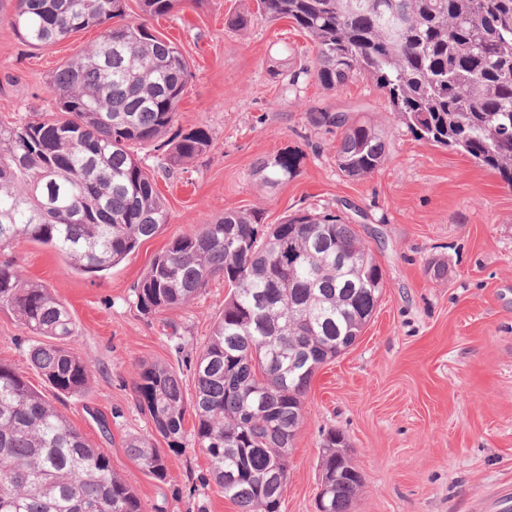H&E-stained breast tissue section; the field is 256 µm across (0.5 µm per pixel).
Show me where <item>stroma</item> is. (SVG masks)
I'll use <instances>...</instances> for the list:
<instances>
[{
  "instance_id": "35a3bbf8",
  "label": "stroma",
  "mask_w": 512,
  "mask_h": 512,
  "mask_svg": "<svg viewBox=\"0 0 512 512\" xmlns=\"http://www.w3.org/2000/svg\"><path fill=\"white\" fill-rule=\"evenodd\" d=\"M255 7V0H183L151 22L191 67L176 128L201 126L213 138L209 151L181 167L164 151L139 150L167 206L158 235L94 276L40 244L0 250L68 305L77 328L69 345L91 369L85 394L55 397L29 359L40 336L6 309L0 362L110 456L148 512H238L194 442V416L185 419L181 448L168 453L165 481L144 474L127 450L129 439L150 431L133 399L139 362L173 365L194 396L192 365L228 290L217 278L185 307L147 317L132 287L172 240L228 209L261 210L267 224L300 209L348 216L386 287L355 345L313 378L281 512H317V464L331 429L345 435L364 480L350 512H499L512 494V187L469 157L417 138L371 79L323 89L305 73L315 55L311 39L288 20L227 27L229 17ZM10 18V9L0 10L4 123L54 113L52 73L102 35L93 27L36 50ZM294 71L300 77L291 87L284 76ZM315 106L362 113L385 134L388 158L377 172L362 180L339 172V133L309 125ZM282 152L298 156L294 175L260 185L257 162ZM433 259L447 263V276L427 274ZM100 414L109 432L98 425Z\"/></svg>"
}]
</instances>
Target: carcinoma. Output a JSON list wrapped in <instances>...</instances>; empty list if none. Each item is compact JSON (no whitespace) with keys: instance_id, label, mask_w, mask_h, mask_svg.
<instances>
[{"instance_id":"1","label":"carcinoma","mask_w":512,"mask_h":512,"mask_svg":"<svg viewBox=\"0 0 512 512\" xmlns=\"http://www.w3.org/2000/svg\"><path fill=\"white\" fill-rule=\"evenodd\" d=\"M11 25L33 49L89 27L101 40L63 63L50 81L62 117L0 124V248L22 239L69 266L98 273L157 235L168 213L137 149L169 147L172 165L204 152L203 127L167 140L191 70L180 48L144 21L125 20V0H14ZM182 0H140L146 17ZM256 15L287 19L317 54L308 69L326 90L370 78L418 137L467 155L512 187V0H256ZM311 126L341 129L336 166L365 179L387 159L369 121L317 107ZM297 159L256 165L261 184L292 175ZM347 257L346 265L336 256ZM215 277L229 293L194 363L195 395L161 362L139 364L136 406L151 432L127 444L139 468L163 481L157 446L181 447L187 407L211 478L239 512H279L288 455L318 368L352 347L385 279L351 221L304 210L279 224L228 209L155 256L134 284L145 315L188 304ZM0 308L55 340L31 362L61 395L85 392L88 365L64 345L76 324L55 294L0 262ZM342 435H325L318 461L329 485L324 512H350L363 480ZM0 512H146L131 485L22 375L0 363Z\"/></svg>"}]
</instances>
